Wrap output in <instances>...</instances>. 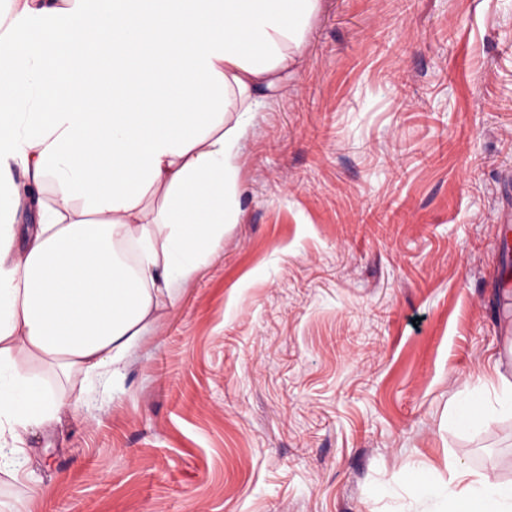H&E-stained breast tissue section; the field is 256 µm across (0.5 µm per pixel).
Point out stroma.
<instances>
[{"label": "stroma", "mask_w": 512, "mask_h": 512, "mask_svg": "<svg viewBox=\"0 0 512 512\" xmlns=\"http://www.w3.org/2000/svg\"><path fill=\"white\" fill-rule=\"evenodd\" d=\"M237 145V223L76 416L20 512H443L512 483V0H323ZM432 492L420 494L418 484ZM512 414V391L500 398L495 405L487 404L481 397L466 395L460 401L455 413V422L462 428H473L495 413ZM462 483L464 486L456 491ZM445 498L448 512H511L512 484L453 467Z\"/></svg>", "instance_id": "stroma-1"}]
</instances>
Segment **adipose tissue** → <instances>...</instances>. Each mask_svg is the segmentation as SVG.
<instances>
[{
  "instance_id": "adipose-tissue-1",
  "label": "adipose tissue",
  "mask_w": 512,
  "mask_h": 512,
  "mask_svg": "<svg viewBox=\"0 0 512 512\" xmlns=\"http://www.w3.org/2000/svg\"><path fill=\"white\" fill-rule=\"evenodd\" d=\"M321 0H8L0 22V471L76 414L26 367L119 372L172 282L235 223L237 140L293 70ZM54 197L15 249L17 181ZM512 394L464 396L469 429ZM448 512H512V484L453 469Z\"/></svg>"
}]
</instances>
